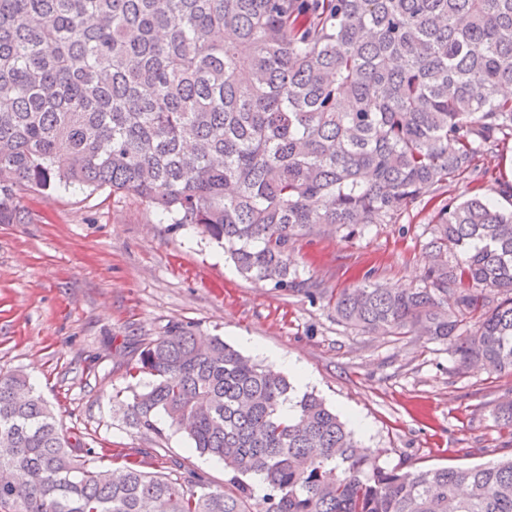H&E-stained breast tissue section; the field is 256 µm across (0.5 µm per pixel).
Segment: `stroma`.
I'll use <instances>...</instances> for the list:
<instances>
[{"label": "stroma", "mask_w": 512, "mask_h": 512, "mask_svg": "<svg viewBox=\"0 0 512 512\" xmlns=\"http://www.w3.org/2000/svg\"><path fill=\"white\" fill-rule=\"evenodd\" d=\"M512 180V140L480 159L447 195L496 194ZM25 224H0V369L25 373L64 431L129 454L142 470L170 473L174 461L224 484L221 461L193 451L174 430L156 436L124 420L113 400L132 401L143 345L173 326L218 336L241 353L249 343L296 361L306 387L339 414L359 416L356 438L383 467L412 473L471 468L512 456V429L496 412L512 399V375L460 368L448 345L426 336L361 333L339 323L329 296L372 274L391 288L423 287V249L439 200L410 204L392 224L296 240L288 254L316 295L244 278L223 248L194 225L167 223L130 194L72 189L21 191Z\"/></svg>", "instance_id": "stroma-1"}]
</instances>
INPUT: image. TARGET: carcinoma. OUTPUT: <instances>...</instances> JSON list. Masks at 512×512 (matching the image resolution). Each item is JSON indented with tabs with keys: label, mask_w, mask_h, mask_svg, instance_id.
Instances as JSON below:
<instances>
[{
	"label": "carcinoma",
	"mask_w": 512,
	"mask_h": 512,
	"mask_svg": "<svg viewBox=\"0 0 512 512\" xmlns=\"http://www.w3.org/2000/svg\"><path fill=\"white\" fill-rule=\"evenodd\" d=\"M512 0H0V224L20 191L110 188L224 246L246 278L299 290L290 243L390 224L512 139ZM425 287L334 297L361 333L449 342L512 375V212L437 210ZM475 320V330L462 329ZM119 409L224 463V487L151 475L72 441L0 371V512H512V458L380 466L336 412L218 336L176 325Z\"/></svg>",
	"instance_id": "1"
}]
</instances>
